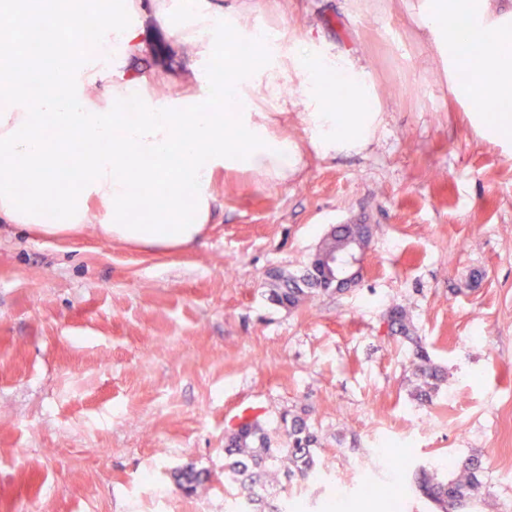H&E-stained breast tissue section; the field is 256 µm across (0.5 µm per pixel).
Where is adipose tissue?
Listing matches in <instances>:
<instances>
[{
	"instance_id": "1",
	"label": "adipose tissue",
	"mask_w": 512,
	"mask_h": 512,
	"mask_svg": "<svg viewBox=\"0 0 512 512\" xmlns=\"http://www.w3.org/2000/svg\"><path fill=\"white\" fill-rule=\"evenodd\" d=\"M85 0H44L41 12L13 14L16 29L40 40L43 27L62 33L84 29L94 43L116 37L118 47L100 58L76 53L67 41L54 53L71 63L57 70L48 90L11 96L25 83L36 59L22 53L11 36L0 37V224H15L45 237L78 234L94 227L108 241L169 250L203 237L212 222L211 186L217 170H248L285 179L300 153L275 134L276 114L301 109L313 146L322 153L356 150L379 127L381 107L366 68L350 57L322 54L312 42L278 45L276 36L239 23L215 0H99L97 23L86 27ZM136 23H128V16ZM154 17L188 46L197 86L179 96L140 95L125 111L130 89L146 83L127 60L149 53L141 22ZM423 23L448 58L456 97L497 100L496 112L481 115L486 131L512 139V20L490 19L486 0H429ZM250 42L255 61L225 63L218 41ZM234 109L212 112L216 95ZM92 143L76 151L75 142ZM27 185L25 194L12 189ZM192 206H184L185 191ZM55 205H47V197ZM152 200V216L132 220V197Z\"/></svg>"
}]
</instances>
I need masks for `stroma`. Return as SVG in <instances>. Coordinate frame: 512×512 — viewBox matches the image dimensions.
Instances as JSON below:
<instances>
[{"label": "stroma", "instance_id": "stroma-1", "mask_svg": "<svg viewBox=\"0 0 512 512\" xmlns=\"http://www.w3.org/2000/svg\"><path fill=\"white\" fill-rule=\"evenodd\" d=\"M284 41L357 58L382 106L365 148L324 155L290 112L287 182L220 173L215 222L161 252L93 230L0 227V512H224V437L247 410L272 441L306 413L326 480L274 487L299 512H435L411 470L477 456V512H512V142L481 135L421 26L425 0H223ZM145 92L189 86L173 31ZM372 229L359 283L299 308L267 274L300 273L331 228ZM408 313L413 341L386 311ZM421 340L445 378L413 395ZM193 471L201 485L178 482ZM387 321L392 335L407 340H413V337L410 336V319L405 307L399 304L390 306Z\"/></svg>", "mask_w": 512, "mask_h": 512}]
</instances>
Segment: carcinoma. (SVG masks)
Masks as SVG:
<instances>
[{"label": "carcinoma", "mask_w": 512, "mask_h": 512, "mask_svg": "<svg viewBox=\"0 0 512 512\" xmlns=\"http://www.w3.org/2000/svg\"><path fill=\"white\" fill-rule=\"evenodd\" d=\"M354 231L353 224L337 227L336 236L326 237L318 251L343 244L344 237ZM269 278L268 299L282 307L297 308L322 288L310 267L301 274L274 271ZM387 321L392 335L412 339L405 307L399 304L390 306ZM411 365L419 380L415 389L416 399L422 404L432 402L443 379L442 369L432 362L427 350L419 344L413 350ZM282 422L286 435L276 448L272 446L270 436L253 422L237 427L224 442V485L236 488L250 483V494L241 512H255V505L270 494L266 477L280 473L289 481H305L318 471L317 437L305 418L284 415ZM478 471V461L471 457L446 473L435 467L422 466L417 473L416 484L440 512H466L485 495L486 487L479 479Z\"/></svg>", "instance_id": "cac0c4a2"}]
</instances>
